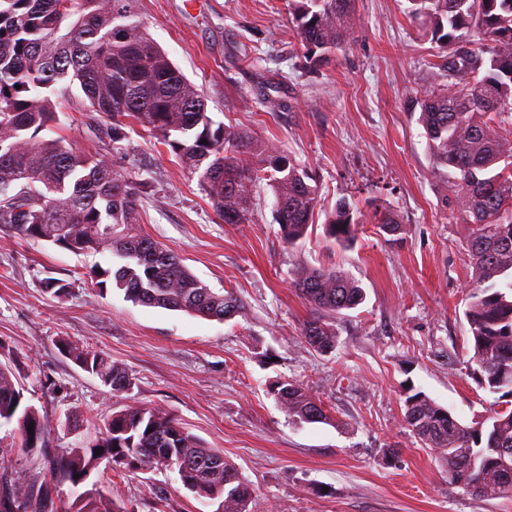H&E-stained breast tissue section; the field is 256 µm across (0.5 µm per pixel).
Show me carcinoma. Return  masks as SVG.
I'll return each instance as SVG.
<instances>
[{"label":"carcinoma","mask_w":512,"mask_h":512,"mask_svg":"<svg viewBox=\"0 0 512 512\" xmlns=\"http://www.w3.org/2000/svg\"><path fill=\"white\" fill-rule=\"evenodd\" d=\"M442 52L434 81L409 92L419 110L438 181L451 183L443 204L471 226L466 240L472 276L465 318L480 384L512 395V0H407ZM354 0H291V28L315 69L343 46L357 21ZM78 85L93 111L112 120V142L141 127L171 148L226 224L255 221L256 194L268 182L275 222L288 246L302 240L318 203V187L275 146L234 125L215 123L204 95L190 83L138 20L133 0H0V223L23 237L64 235L76 249L121 260L101 269L124 297L147 307L224 321L241 308L231 292L218 293L182 261L139 230L149 185L104 159L74 150L62 137L40 133L55 120L59 100ZM330 236L351 238L354 208L346 199L327 216ZM379 228L401 239L403 225L380 212ZM292 284L312 314L302 336L330 353L338 342L335 319L363 303L359 282L335 269L300 266ZM79 368L112 394L129 392L133 377L99 353L60 345ZM281 409L301 423H324V402L295 382L270 387ZM404 418L436 452L448 479L475 495L512 493L499 448L512 449V403L468 426L421 392L406 397ZM0 422L15 425L20 447L46 453L49 431L25 401L23 387L0 364ZM33 431H28V428ZM102 453H95L96 449ZM112 458L124 471L179 467L182 485L222 512H249L252 487L171 414L126 407L106 420L104 432L80 448H57L40 485L0 488V512H123L112 490L97 492L79 509L57 507L54 489L76 487Z\"/></svg>","instance_id":"obj_1"}]
</instances>
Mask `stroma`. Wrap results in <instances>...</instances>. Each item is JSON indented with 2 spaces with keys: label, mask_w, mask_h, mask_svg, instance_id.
<instances>
[{
  "label": "stroma",
  "mask_w": 512,
  "mask_h": 512,
  "mask_svg": "<svg viewBox=\"0 0 512 512\" xmlns=\"http://www.w3.org/2000/svg\"><path fill=\"white\" fill-rule=\"evenodd\" d=\"M406 6L355 0L353 40L310 72L289 28V0H135L139 20L204 93L213 120L312 172L320 202L307 237L291 247L278 235L269 189L255 223H224L168 146L136 129L112 142L81 92L62 102L46 136L148 182L142 231L213 291L235 292L242 307L219 322L127 301L89 277L111 266L109 256L77 255L0 223V363L23 385L50 447L83 445L125 407L159 408L223 450L255 489L250 512H512V496L485 499L450 482L404 422L413 389L466 425L500 402L478 385L470 361L469 226L444 208L446 189L407 108L408 92L432 81L436 50ZM342 198L357 226L338 242L324 221ZM386 206L404 226L401 240L376 224ZM306 263L341 270L366 292L337 318L329 354L302 338L311 307L291 282ZM51 278L68 283L67 295L46 291ZM64 340L123 366L133 389L113 395L60 352ZM277 379L320 397L329 422L288 419L267 391ZM1 457L8 475L42 480V457L22 451L8 425L0 426ZM108 488L125 512H215L173 470L99 469L58 494L70 503Z\"/></svg>",
  "instance_id": "stroma-1"
}]
</instances>
